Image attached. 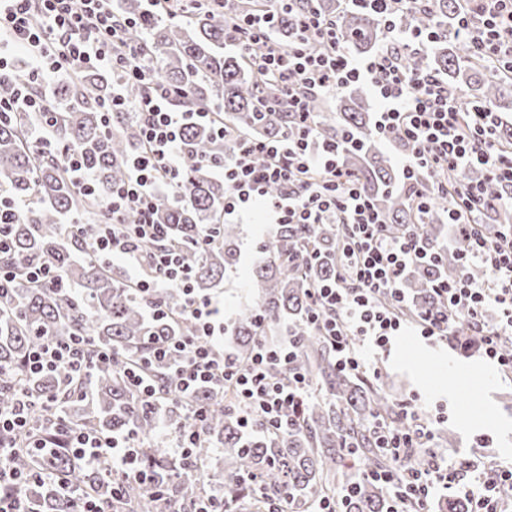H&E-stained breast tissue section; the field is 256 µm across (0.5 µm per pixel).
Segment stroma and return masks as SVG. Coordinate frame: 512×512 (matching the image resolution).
Returning <instances> with one entry per match:
<instances>
[{
  "instance_id": "stroma-1",
  "label": "stroma",
  "mask_w": 512,
  "mask_h": 512,
  "mask_svg": "<svg viewBox=\"0 0 512 512\" xmlns=\"http://www.w3.org/2000/svg\"><path fill=\"white\" fill-rule=\"evenodd\" d=\"M262 203L237 217L241 260L228 270L215 296L225 317L251 300L252 266L261 258L258 245L269 231ZM370 364L391 381L395 400L410 401L435 434L433 448L449 460L474 461L479 471L512 464V374L479 354L465 355L441 338L419 336L406 326L386 349L375 351ZM473 419L461 427L463 416ZM453 433L447 443L445 433Z\"/></svg>"
}]
</instances>
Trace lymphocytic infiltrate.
I'll return each instance as SVG.
<instances>
[{
    "label": "lymphocytic infiltrate",
    "mask_w": 512,
    "mask_h": 512,
    "mask_svg": "<svg viewBox=\"0 0 512 512\" xmlns=\"http://www.w3.org/2000/svg\"><path fill=\"white\" fill-rule=\"evenodd\" d=\"M350 2L384 19L385 44L367 59L354 60L340 40L335 17L314 12L299 15L288 47H271L258 64L265 81L279 92L266 101V108H286L294 131L266 141L242 140L236 154L216 169L230 189L224 200L226 215L238 214L245 205L262 199L268 184L281 183L288 191L270 205L273 225L331 223L342 228L345 264L334 279L309 288L307 322L331 345L337 367L359 375L367 370L365 357L349 344V337L361 336L377 348H386L405 323L402 312L407 299L400 282L406 268L436 262L437 257L415 236L394 239L385 234L373 203L342 168L338 145L322 138L316 115L309 109L310 97L352 83L369 84L380 102L374 131L380 139L406 142L402 174L407 178L443 168L461 174L479 168L485 180L512 186V151L498 144L501 121L496 113L482 108L462 114L447 82L436 73L411 74L403 67L402 49L436 42L433 27L396 26L393 17L403 0ZM483 2L480 23H473L462 9L458 24L475 58L491 72L503 70L512 76V0ZM132 24V18L114 8L112 0H0V44L25 47L31 58L28 74L16 79L14 96L0 98V115L31 114V144L37 153H44L50 145L45 128L51 109L41 86L80 67L121 73L123 82L113 86L104 108L137 113L142 150L127 181L103 203L110 223L74 220L64 225V237L79 241L91 257L104 262L123 259L129 268L128 280L151 317L166 314L154 298L159 289L176 287L182 292L183 313L193 324L194 335L153 349L158 363L177 356L172 383L177 397H190L202 388H230L237 398L244 434H251L258 422L269 433L284 434L298 423L310 390L304 377L283 382L273 374L276 365L288 363L295 355L296 341L261 343L246 367H236L218 345L224 334L218 301L192 288L191 269L180 248L170 244L168 225L156 219V196L163 190L175 192L179 184L186 129L206 124L220 133L224 124L212 110L185 107L186 86L157 79L145 45L128 39ZM276 25L273 11L247 15L232 27L230 43L242 52L258 41L270 44ZM313 40L319 47L311 51L307 45ZM128 85L141 87L138 98L126 97ZM257 154L264 156L263 165H255ZM437 192L448 202L449 224L461 228L469 247L460 256L461 272L456 278L430 284L441 304L439 316H423L415 324L421 335L445 337L454 321L469 322L474 334L461 341V350L480 351L511 371L512 354H504L503 344L512 341V225L487 232L483 182L453 192L441 183ZM144 242L153 244V252L140 251ZM474 265L483 268L482 280L469 277L467 270ZM105 358L91 342L74 336L44 341L28 354L25 369L33 376L56 372L86 382L97 362ZM31 409V401L22 395L10 409L0 410V512H32L28 487L45 477L41 471L15 470L11 460L17 450L54 451L47 439L32 431ZM400 414L408 424L406 430L382 424L373 428L378 446L398 462L433 438L415 409L404 405ZM206 422V408L198 407L190 410L185 423L171 428L178 458L192 456L204 439ZM58 433L68 452L102 470L112 482L111 498L76 494V512H112L113 502L123 496L124 481L158 479L157 473L142 467L140 442L132 433L90 431L70 422L62 423ZM472 467V462L451 463L436 455L426 466L400 474L379 472L374 479L392 492L387 512H431L432 497L441 489L463 496L469 512H503L504 496L512 493V467L499 468L476 485L467 479Z\"/></svg>",
    "instance_id": "1"
}]
</instances>
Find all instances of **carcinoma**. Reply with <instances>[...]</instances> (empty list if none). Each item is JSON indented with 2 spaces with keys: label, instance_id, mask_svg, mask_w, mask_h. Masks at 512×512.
<instances>
[{
  "label": "carcinoma",
  "instance_id": "1",
  "mask_svg": "<svg viewBox=\"0 0 512 512\" xmlns=\"http://www.w3.org/2000/svg\"><path fill=\"white\" fill-rule=\"evenodd\" d=\"M258 7L256 0H234L224 12L200 8L186 23L167 25L142 0H122L120 5L123 13L136 20L129 38L146 41L153 48L158 77L166 83L188 86L190 106L215 107L223 112L229 131L222 140L207 125L189 128L177 198L160 195L156 200L157 219L171 226L172 240L182 245L193 286L200 293L219 288L224 272L240 258L237 227L224 223L228 187L214 173L211 161L229 155L238 137L265 140L289 127L290 117L283 110L259 113L258 100L275 98L277 88L264 83L258 71L246 68L238 52L226 49L225 30ZM316 9L336 14L342 42L358 54L374 52L384 38L382 21L370 11H339L335 0H294L292 9L281 5L276 10L279 46L288 47L295 17ZM457 13V0H431L426 12L417 3H406L395 17L396 25H434L439 38L429 54L403 55V65L411 73L429 68L447 76L448 90L453 93L462 86L467 88L468 97L458 98L460 111L469 112L481 105L499 113L512 104V84L506 76L470 61V46L459 34ZM109 89L106 74L84 69L62 76L52 90L49 138L59 147L78 150L84 168L95 180L96 194L92 196L79 192L69 174L61 171L59 157L52 154L39 160L34 156L28 114L11 112L0 117V196L34 199L27 212L13 216V250L0 256V264L44 263L81 288L77 295L49 285L34 287L18 279L0 303V408L14 403L19 384L35 402L47 395L57 396L73 423L102 432L135 434L142 441L144 466L164 473L166 483L165 496L160 500L153 485L129 482L125 498L134 512H186L188 502L205 495L200 489L204 484L224 488L230 510L242 502L255 512H266L286 492L296 512H307L321 498L337 494L344 483L353 486V495L340 505L343 512H386L384 488L365 478L370 472L392 466L375 444L372 425L381 421L403 430L406 422L394 413L386 382L369 386L339 370L332 350L306 325V289L318 280L336 277L339 241L334 224H283L263 239L259 252L264 259L252 273L254 300L238 308L226 327L239 366L248 363L259 338L274 327L298 337L297 358L276 367L274 375L286 381L301 373L322 398L303 405L296 429L272 436L258 423L254 436L246 439L241 435L238 415L230 409L232 395L227 391L200 389L187 403L167 399L145 402L124 386L121 368L125 363L144 361L151 357L154 343L186 338L194 330L182 315L163 320L146 317L143 304L126 279L110 267L81 257L83 247L63 240L61 224L67 214L91 224L104 220L100 200L127 180L129 159L141 146L134 113L120 109L103 117L101 104ZM336 100L339 112L334 115L321 112L320 98L311 100L310 109L317 113L325 136L339 138L350 132L357 139L355 146L344 147L342 160L375 202L386 235L399 238L414 234L439 255L435 265L410 267L401 283L411 298L407 316L434 314L437 306L430 282L452 279L460 273L457 254L465 249L466 242L460 236H445L441 202L432 199L428 212L418 214L411 203V190L397 187L400 178L390 158L375 145L371 104L363 86L355 84L341 90ZM486 194L485 222L492 232L509 216L497 206L498 198L504 195L500 184H486ZM207 225L215 228L214 242L199 251L191 246V240ZM311 249L319 252L320 258L308 264L303 256ZM158 298L174 313L182 307V294L174 288L159 291ZM71 336L88 337L116 352L112 362L95 367L93 393L86 399L78 396L81 382L77 379L67 387L53 372L28 377L24 369L27 354L44 340ZM196 404L209 410L206 441L195 449L196 462L210 457L211 446L224 448V470L208 477L200 471L187 473L178 458L153 442L160 419L181 424ZM31 420L38 432L56 433L55 417L41 408L32 410ZM13 466L24 472L49 471L80 491L110 496L111 482L64 452L38 457L25 448L14 456ZM30 498L35 512H75L72 501L47 480L32 484Z\"/></svg>",
  "mask_w": 512,
  "mask_h": 512
}]
</instances>
